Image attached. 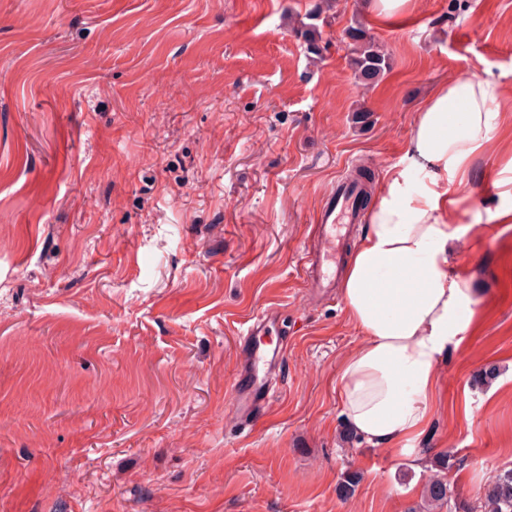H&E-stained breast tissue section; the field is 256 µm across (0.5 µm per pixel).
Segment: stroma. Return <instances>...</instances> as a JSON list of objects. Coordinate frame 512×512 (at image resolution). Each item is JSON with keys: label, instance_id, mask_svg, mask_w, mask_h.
<instances>
[{"label": "stroma", "instance_id": "obj_1", "mask_svg": "<svg viewBox=\"0 0 512 512\" xmlns=\"http://www.w3.org/2000/svg\"><path fill=\"white\" fill-rule=\"evenodd\" d=\"M366 2L0 0V512H421L426 470L347 433L336 377L363 337L299 257L336 181L368 168L378 202L439 86L512 93V0ZM357 23L390 57L370 85ZM511 145L461 191L474 319L414 445L454 452L474 507L512 467V223L486 186ZM267 306L287 353L247 430L234 336Z\"/></svg>", "mask_w": 512, "mask_h": 512}]
</instances>
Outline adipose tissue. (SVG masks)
Returning a JSON list of instances; mask_svg holds the SVG:
<instances>
[{
  "mask_svg": "<svg viewBox=\"0 0 512 512\" xmlns=\"http://www.w3.org/2000/svg\"><path fill=\"white\" fill-rule=\"evenodd\" d=\"M505 95L493 77L442 85L417 112L405 168L387 190L348 262L342 296L365 340L344 361L336 393L349 427L369 445L408 449L431 418L435 369L460 344L472 303L448 256L459 239L451 221L460 199L449 180H466L473 160L503 124ZM423 174L424 191L409 190Z\"/></svg>",
  "mask_w": 512,
  "mask_h": 512,
  "instance_id": "ef3b65f1",
  "label": "adipose tissue"
}]
</instances>
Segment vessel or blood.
<instances>
[{
	"instance_id": "vessel-or-blood-1",
	"label": "vessel or blood",
	"mask_w": 512,
	"mask_h": 512,
	"mask_svg": "<svg viewBox=\"0 0 512 512\" xmlns=\"http://www.w3.org/2000/svg\"><path fill=\"white\" fill-rule=\"evenodd\" d=\"M363 219V210L352 206L350 187L337 184L318 214L308 246L300 256L306 287L323 292L335 287L340 268L336 242L347 225L362 223ZM281 315L280 308L267 307L236 332L238 370L232 405L239 423L249 428L255 425L262 405L270 398L272 381L281 370V348L267 340Z\"/></svg>"
}]
</instances>
